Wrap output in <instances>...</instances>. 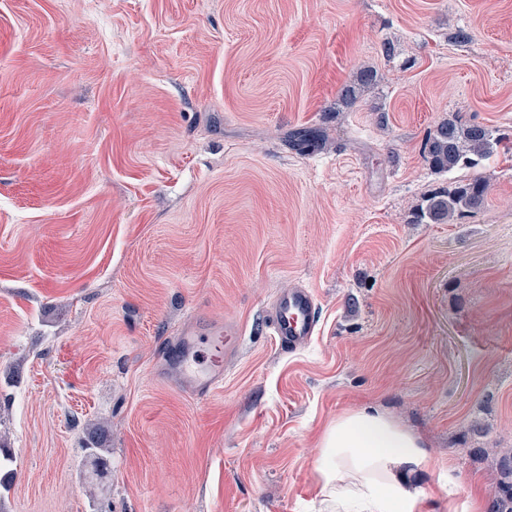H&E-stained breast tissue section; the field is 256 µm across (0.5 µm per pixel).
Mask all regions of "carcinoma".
Here are the masks:
<instances>
[{
    "mask_svg": "<svg viewBox=\"0 0 512 512\" xmlns=\"http://www.w3.org/2000/svg\"><path fill=\"white\" fill-rule=\"evenodd\" d=\"M377 75L372 69H363L356 80L343 86L336 98V111L351 109L363 93L376 85ZM500 145L491 128L481 124H466L455 117L442 121L431 132L423 147V157L429 166L442 173L458 169H474L481 159L493 153ZM487 183L479 174L451 192H435L426 197L415 214L417 224H447L454 216L483 205ZM104 435L95 427L88 430L87 451L94 464L102 462ZM500 486L492 501L491 512H512V452L500 454Z\"/></svg>",
    "mask_w": 512,
    "mask_h": 512,
    "instance_id": "obj_1",
    "label": "carcinoma"
}]
</instances>
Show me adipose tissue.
Segmentation results:
<instances>
[{"label":"adipose tissue","mask_w":512,"mask_h":512,"mask_svg":"<svg viewBox=\"0 0 512 512\" xmlns=\"http://www.w3.org/2000/svg\"><path fill=\"white\" fill-rule=\"evenodd\" d=\"M428 460L420 435L362 407L337 415L322 433L315 480L326 512H427L415 476Z\"/></svg>","instance_id":"adipose-tissue-1"}]
</instances>
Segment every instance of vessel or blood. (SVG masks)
Masks as SVG:
<instances>
[{"label":"vessel or blood","mask_w":512,"mask_h":512,"mask_svg":"<svg viewBox=\"0 0 512 512\" xmlns=\"http://www.w3.org/2000/svg\"><path fill=\"white\" fill-rule=\"evenodd\" d=\"M268 329L281 348L296 350L305 346L317 330L312 290L299 285L280 292L269 312ZM209 341V353H201L197 329L191 325L182 328L170 341L162 375L181 390L209 396L224 382V367L237 351L239 332L233 326L215 323L209 328Z\"/></svg>","instance_id":"b4317fda"}]
</instances>
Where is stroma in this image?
I'll return each mask as SVG.
<instances>
[{
    "instance_id": "stroma-1",
    "label": "stroma",
    "mask_w": 512,
    "mask_h": 512,
    "mask_svg": "<svg viewBox=\"0 0 512 512\" xmlns=\"http://www.w3.org/2000/svg\"><path fill=\"white\" fill-rule=\"evenodd\" d=\"M455 115L512 142V0H0V512H323L317 439L365 406L426 440L429 499L491 502L512 157L484 161L480 209L414 223L464 177L421 155ZM297 285L318 328L288 351L266 315ZM211 319L242 338L196 400L159 362ZM377 82V75L372 69H363L356 80L350 85H344L336 98V112L351 109L360 101L365 91L373 88Z\"/></svg>"
}]
</instances>
